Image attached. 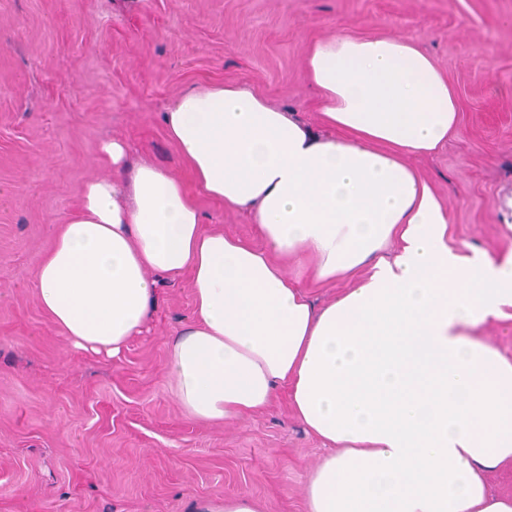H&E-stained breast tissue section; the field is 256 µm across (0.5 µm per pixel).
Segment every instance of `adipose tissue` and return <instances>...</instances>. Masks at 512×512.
I'll use <instances>...</instances> for the list:
<instances>
[{
  "label": "adipose tissue",
  "instance_id": "obj_1",
  "mask_svg": "<svg viewBox=\"0 0 512 512\" xmlns=\"http://www.w3.org/2000/svg\"><path fill=\"white\" fill-rule=\"evenodd\" d=\"M319 134L256 87L193 86L162 121L193 177L129 167L103 142L33 288L71 349L119 357L158 287L189 280L193 318L166 343L185 414L231 422L286 392L329 453L306 512H512L487 473L512 464V360L478 336L512 319V254L448 243V211L407 159L452 136L446 76L411 41H314ZM245 213L258 241L207 227ZM352 281L319 306L308 284ZM201 206L206 217L204 221L210 226L224 227V232L236 234L243 237H254V225L249 224L246 216L243 214L224 209L208 201H202Z\"/></svg>",
  "mask_w": 512,
  "mask_h": 512
}]
</instances>
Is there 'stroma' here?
Listing matches in <instances>:
<instances>
[{
    "instance_id": "1",
    "label": "stroma",
    "mask_w": 512,
    "mask_h": 512,
    "mask_svg": "<svg viewBox=\"0 0 512 512\" xmlns=\"http://www.w3.org/2000/svg\"><path fill=\"white\" fill-rule=\"evenodd\" d=\"M412 40L459 103L448 143L409 163L435 188L452 244L512 252V0H0V512H190L247 493L304 512L326 455L285 398L202 424L169 391L165 343L192 317L161 286L149 335L116 359L69 349L32 283L104 139L188 179L161 114L196 84L259 86L322 129L311 42Z\"/></svg>"
}]
</instances>
